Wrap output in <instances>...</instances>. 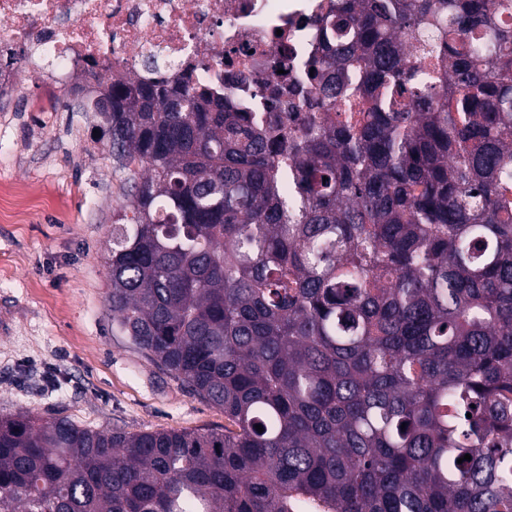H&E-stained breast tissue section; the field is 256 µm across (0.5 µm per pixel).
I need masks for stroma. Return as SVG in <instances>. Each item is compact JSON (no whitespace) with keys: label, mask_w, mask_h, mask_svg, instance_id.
Listing matches in <instances>:
<instances>
[{"label":"stroma","mask_w":512,"mask_h":512,"mask_svg":"<svg viewBox=\"0 0 512 512\" xmlns=\"http://www.w3.org/2000/svg\"><path fill=\"white\" fill-rule=\"evenodd\" d=\"M0 97V416H65L136 434L223 429L193 395L112 327L106 266L112 217L131 175L98 113L28 73Z\"/></svg>","instance_id":"stroma-1"}]
</instances>
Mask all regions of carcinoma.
<instances>
[{
    "label": "carcinoma",
    "mask_w": 512,
    "mask_h": 512,
    "mask_svg": "<svg viewBox=\"0 0 512 512\" xmlns=\"http://www.w3.org/2000/svg\"><path fill=\"white\" fill-rule=\"evenodd\" d=\"M505 15L330 0L291 134L90 64L112 155L143 170L112 221V322L228 426L0 417V512H512Z\"/></svg>",
    "instance_id": "1"
}]
</instances>
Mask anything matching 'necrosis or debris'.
<instances>
[{
    "label": "necrosis or debris",
    "mask_w": 512,
    "mask_h": 512,
    "mask_svg": "<svg viewBox=\"0 0 512 512\" xmlns=\"http://www.w3.org/2000/svg\"><path fill=\"white\" fill-rule=\"evenodd\" d=\"M328 0H0V49L48 60L47 80L108 75L228 95L255 121L275 111L289 130L307 116L308 61ZM279 90L269 104L261 87Z\"/></svg>",
    "instance_id": "1"
}]
</instances>
